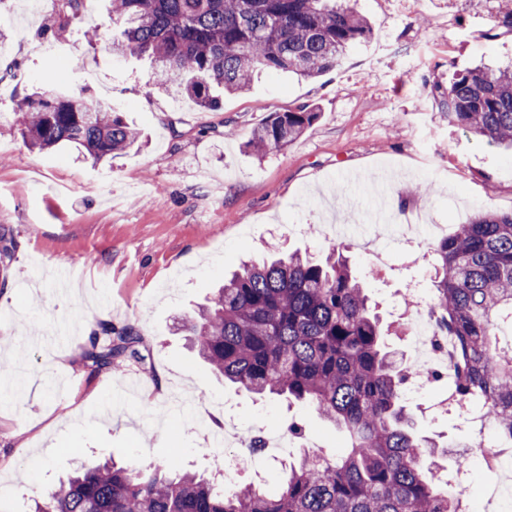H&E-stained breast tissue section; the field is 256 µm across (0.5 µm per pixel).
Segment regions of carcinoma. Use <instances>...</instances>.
Wrapping results in <instances>:
<instances>
[{
    "mask_svg": "<svg viewBox=\"0 0 512 512\" xmlns=\"http://www.w3.org/2000/svg\"><path fill=\"white\" fill-rule=\"evenodd\" d=\"M85 2L63 0L65 21ZM112 20L122 26L113 54L148 56L152 84L210 110L261 70L324 75L371 33L353 7L331 0H112ZM45 84L11 118L29 147L73 145L98 162L139 141L112 104ZM440 105L448 124L512 149V71L461 73ZM316 117L308 106L275 112L248 146L257 155L284 148ZM433 279L431 312L453 340L451 397L480 398L482 421L512 452V346L500 341L512 334V212H479L435 244ZM177 330L237 388L311 406L345 432V451L301 455L274 493L252 484L228 492L181 471L175 457L145 468L106 461L43 492L34 512H469L464 492L450 495L441 481L437 444L413 431L402 398L412 372L386 351L380 319L338 248L322 261L294 252L242 264ZM103 331L89 337L85 361L110 368L140 359L134 326ZM0 377L22 390L12 363H0Z\"/></svg>",
    "mask_w": 512,
    "mask_h": 512,
    "instance_id": "obj_1",
    "label": "carcinoma"
}]
</instances>
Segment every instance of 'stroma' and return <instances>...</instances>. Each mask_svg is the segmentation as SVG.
I'll list each match as a JSON object with an SVG mask.
<instances>
[{
  "label": "stroma",
  "mask_w": 512,
  "mask_h": 512,
  "mask_svg": "<svg viewBox=\"0 0 512 512\" xmlns=\"http://www.w3.org/2000/svg\"><path fill=\"white\" fill-rule=\"evenodd\" d=\"M27 0H0V112L41 86L111 99L143 145L93 163L75 148L29 149L0 128V360L25 370L26 391L0 394V512L81 465L141 466L173 456L211 474L233 459L240 482L277 490L301 449L335 456L341 430L307 405L259 397L218 380L176 325L241 259L300 250L323 258L338 245L391 331L408 281L432 289L415 243H437L477 211H512V153L449 125L439 104L457 73L512 63V0H357L369 39L315 80L261 72L208 110L149 82V59L116 58L110 0L60 27L56 15L19 26ZM98 37L84 36L87 23ZM317 108L293 144L254 155L252 130L271 113ZM379 236L387 263L350 243ZM133 325L143 361L95 370L81 354L93 330ZM447 381L406 393L420 436L455 448L473 441L455 415L433 416ZM305 427L280 454L215 449L218 424L258 435Z\"/></svg>",
  "instance_id": "1"
}]
</instances>
